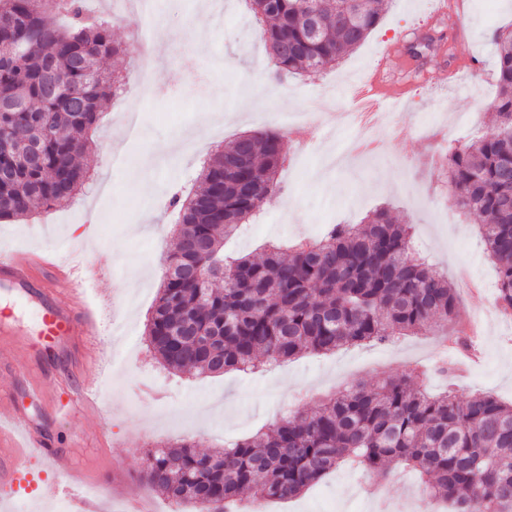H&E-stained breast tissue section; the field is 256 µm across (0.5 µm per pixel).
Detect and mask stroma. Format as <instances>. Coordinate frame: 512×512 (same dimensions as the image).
Segmentation results:
<instances>
[{
  "mask_svg": "<svg viewBox=\"0 0 512 512\" xmlns=\"http://www.w3.org/2000/svg\"><path fill=\"white\" fill-rule=\"evenodd\" d=\"M108 2L93 0L91 7L109 12L112 36L127 52L105 58L101 67L131 79L137 71L148 72L153 94L137 99L131 82L124 100L103 102L92 133L96 149L81 159L89 179L80 192L51 209L0 221V251L50 253L64 239L77 245V260L100 268L94 286L105 331L99 359L87 365L78 354L58 365L96 384L97 406L50 408L33 401L28 381L50 379L58 367L34 364L27 375L0 377L20 406L47 417L67 461L82 463L98 483L116 487L118 496L139 497L153 512H194L189 505L172 507L141 481L145 454L157 444L186 439L210 451L267 431L282 409L297 412L351 384L372 386L412 369L422 389L445 387L435 363L444 357L464 363L466 354L448 350L438 327L385 345L306 354L255 373L217 377L169 374L144 336L162 259L175 237L177 215L166 208L171 187L193 192L211 150L228 148L250 130L279 133L288 155H295L297 143L280 124V114L318 113L342 94L346 82L378 69L384 81L402 88L411 126L398 137L381 129V158L351 157L322 176L317 168L350 132L339 126L310 142L303 163L284 168L280 191L254 223L226 241L224 253H258L269 242L287 247L317 238L325 225L357 224L376 207L388 206L396 222L412 224L419 250L441 274L453 281L465 272L479 283L459 294L461 315L482 319L480 357L460 375L461 391H483L512 403V321H500L492 311L497 275L476 233L479 221L459 215L442 166L449 147L485 134L491 125L497 91L493 35L512 27V0H462L460 8L446 12L441 0H389L377 28L336 65L315 79L282 82L270 77L272 64L247 0H160L159 29L144 37L136 34L132 10L112 9ZM199 28L207 34L202 49L193 40ZM460 31L468 40L467 67L452 57ZM435 32L442 41L411 60L410 44ZM130 106L138 114L133 136L126 130ZM138 162L148 173L143 193L130 182ZM122 318L132 325L136 349L116 368L106 331ZM419 493L417 477L400 469L382 477L341 468L299 497L265 509L375 512L380 495L401 512L416 508Z\"/></svg>",
  "mask_w": 512,
  "mask_h": 512,
  "instance_id": "1",
  "label": "stroma"
}]
</instances>
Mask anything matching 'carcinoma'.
Here are the masks:
<instances>
[{"instance_id": "1", "label": "carcinoma", "mask_w": 512, "mask_h": 512, "mask_svg": "<svg viewBox=\"0 0 512 512\" xmlns=\"http://www.w3.org/2000/svg\"><path fill=\"white\" fill-rule=\"evenodd\" d=\"M384 0H251L272 78L316 76L377 27ZM493 124L448 149L444 166L457 208L479 232L499 273L497 304L512 311V30L494 34ZM122 52L109 22L84 0H0V219L50 209L87 182L78 155L103 99L124 88L100 61ZM39 145L30 167L16 148ZM286 151L269 130L241 135L201 167L193 193L169 205L179 224L145 335L172 372L218 376L333 354L418 334L458 315L456 286L414 254L411 225L381 208L361 224H332L291 249L224 258L236 235L278 189ZM418 474L421 492L453 512H512V403L453 390L432 395L401 374L351 385L315 408L283 416L268 432L200 452L190 440L150 451L142 478L197 512H237L288 500L340 465Z\"/></svg>"}]
</instances>
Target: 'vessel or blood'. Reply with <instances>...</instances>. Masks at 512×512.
Segmentation results:
<instances>
[{
    "instance_id": "1",
    "label": "vessel or blood",
    "mask_w": 512,
    "mask_h": 512,
    "mask_svg": "<svg viewBox=\"0 0 512 512\" xmlns=\"http://www.w3.org/2000/svg\"><path fill=\"white\" fill-rule=\"evenodd\" d=\"M98 270L92 265L51 263L34 260L32 253L0 254V288L34 304L39 321L27 326L7 311L0 313V340H24L29 359H12L7 371L25 372L30 363H48L77 345H85L89 361H96L99 323L94 309L86 301V290ZM38 401L53 405L67 401L71 405L91 403L95 394L92 384L63 373L50 384L30 383ZM0 414L6 424L0 426V506L11 504L28 479L26 466L37 462L42 470L54 472L64 455L44 424L36 422L20 407L12 392L0 393Z\"/></svg>"
}]
</instances>
